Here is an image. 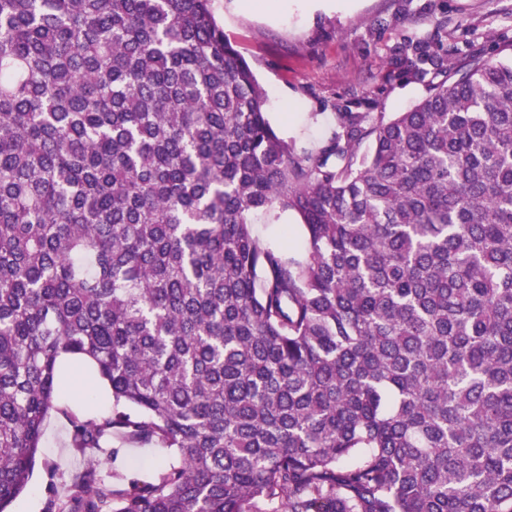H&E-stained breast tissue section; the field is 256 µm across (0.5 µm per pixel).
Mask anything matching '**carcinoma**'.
<instances>
[{"label": "carcinoma", "instance_id": "1", "mask_svg": "<svg viewBox=\"0 0 512 512\" xmlns=\"http://www.w3.org/2000/svg\"><path fill=\"white\" fill-rule=\"evenodd\" d=\"M398 54L412 109L298 151L211 0H0V512L65 355L71 447L172 456L57 512H512V58ZM266 216H259L252 224L254 233L283 248L290 255L301 254L306 247L305 231L303 226L297 224L295 216L284 214L273 224H268ZM75 361L79 360L71 357L63 360L65 370L57 406L77 413H89L92 416L109 414L112 410V398L108 390L83 369L72 367V362Z\"/></svg>", "mask_w": 512, "mask_h": 512}]
</instances>
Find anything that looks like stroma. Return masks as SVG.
<instances>
[{"label":"stroma","mask_w":512,"mask_h":512,"mask_svg":"<svg viewBox=\"0 0 512 512\" xmlns=\"http://www.w3.org/2000/svg\"><path fill=\"white\" fill-rule=\"evenodd\" d=\"M242 2L212 0L215 19L264 88L273 128L305 149L327 141L338 127V113L389 118L425 96V85L398 74L394 49L403 36L435 38L448 50L468 42L489 52L512 43V0H278L270 13L243 10ZM367 88L374 89V102L362 101ZM253 230L289 254L305 250V231L293 215L272 223L258 217ZM63 364L58 410L45 422L28 488L11 512H46V462H54L60 481L87 463L68 445L62 409L93 416L112 409V398L98 379L74 367L71 358ZM170 454L155 444L116 442L100 451V471L146 476Z\"/></svg>","instance_id":"obj_1"}]
</instances>
